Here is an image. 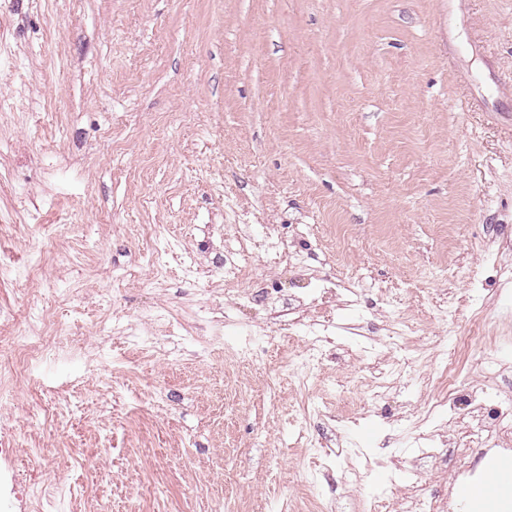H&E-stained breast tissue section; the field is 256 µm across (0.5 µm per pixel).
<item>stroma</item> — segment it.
<instances>
[{
  "label": "stroma",
  "instance_id": "1",
  "mask_svg": "<svg viewBox=\"0 0 512 512\" xmlns=\"http://www.w3.org/2000/svg\"><path fill=\"white\" fill-rule=\"evenodd\" d=\"M292 244L305 272L254 265L280 297L336 288L308 405L336 451L329 475L297 460L303 391L270 392L282 350L226 369L223 342L270 324L233 304L220 269L237 223ZM0 311L61 356L0 403V512H31L56 470L112 512H292L313 485L333 512H366L388 472L345 482L354 449L409 466L444 495L454 460L485 471L464 399L415 424L430 366L386 334L465 362L473 385L512 389V0H0ZM55 249L38 287L19 278L39 230ZM453 305L455 318L442 310ZM493 310L482 361L459 346ZM374 392L328 425L333 402Z\"/></svg>",
  "mask_w": 512,
  "mask_h": 512
}]
</instances>
